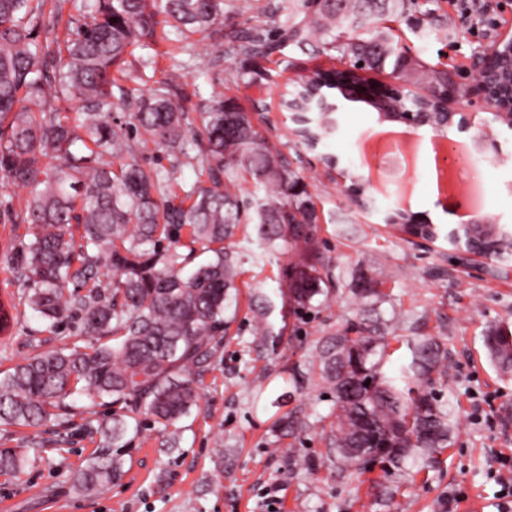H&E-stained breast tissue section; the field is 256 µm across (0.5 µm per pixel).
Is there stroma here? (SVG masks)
I'll return each mask as SVG.
<instances>
[{
	"label": "stroma",
	"mask_w": 512,
	"mask_h": 512,
	"mask_svg": "<svg viewBox=\"0 0 512 512\" xmlns=\"http://www.w3.org/2000/svg\"><path fill=\"white\" fill-rule=\"evenodd\" d=\"M391 26L420 63L456 67L461 84L471 87L476 55L512 34V0H479L469 14L458 0H417ZM220 38L194 36L189 54L179 42L160 44L152 69L140 64L146 50L135 49L116 80L146 91L177 69L180 100L196 130L199 105L212 91L247 110L261 101L260 135L300 172L317 210L321 274L329 294L303 319L289 315L278 276L292 255L264 251L253 225L241 227L235 236L238 290L227 311L232 323L204 375L197 407L176 424L177 447L169 448L167 434L142 420L138 431L127 434L123 472L108 492L79 494L74 477L94 451L96 435L77 425L58 432L0 425V448L37 452L22 472L0 475V512H266L264 492L274 484L280 488L278 512H446L452 495L460 496L464 510L497 512L499 486L492 473L500 456L512 455V374L497 370L483 336L490 325L512 324V269L444 240L402 237L381 217L366 216L351 203L326 160L334 158L339 168L355 174L369 164L382 168V159L366 161L360 151L361 141L378 126L369 106L333 94L337 131L313 150L293 134L290 114L280 106L287 80L347 66L337 50L323 49L327 34L317 35L308 50L283 42L256 59L222 51ZM453 109L469 113L468 130L453 125L437 133L423 126L418 135L468 143L492 131L500 151L480 156L481 210L496 223L512 225V130L495 121L484 97H465ZM429 177V168L420 165L411 180L383 184L380 208L405 200L410 212L430 223L456 227L455 217L430 196ZM27 197L25 189L0 175V298L22 293L11 271L16 252L28 241L21 222ZM362 274L386 295L377 308L389 343L383 370L398 388L417 386L404 372L415 342L435 338L447 355L448 375L433 388L448 414V446L431 454L414 476L379 462L346 471L330 450L335 394L319 374L318 346L365 307L353 293ZM264 298L272 305L269 322L282 333L275 348L251 333L255 306ZM59 338L19 305L11 338L0 339V372L59 347ZM284 415L292 423L286 431L278 426ZM295 456L305 461L304 469L292 468Z\"/></svg>",
	"instance_id": "stroma-1"
}]
</instances>
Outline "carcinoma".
I'll return each mask as SVG.
<instances>
[{"label":"carcinoma","mask_w":512,"mask_h":512,"mask_svg":"<svg viewBox=\"0 0 512 512\" xmlns=\"http://www.w3.org/2000/svg\"><path fill=\"white\" fill-rule=\"evenodd\" d=\"M63 3L0 0V172L29 190L23 221L30 239L13 268L24 302L51 331L79 317L89 343L64 341L1 372L0 425L65 427L89 414L85 425L99 443L74 489L93 494L120 475L123 461L112 449L125 447L140 415L151 416L178 442L172 427L197 405L207 362L224 343V313L237 288L233 238L241 225H256L265 248L294 253L280 283L289 313L303 314L328 286L317 268L319 218L303 177L261 138L250 112L230 97L211 96L191 155L186 109L174 100L173 79L137 94L112 78L124 70L132 48L150 50L172 34H220L227 14L251 11L253 3L244 0L228 11L226 0H80L62 40L46 13L60 14ZM283 12L285 21L271 25L300 49L318 32H338L337 49L351 68L324 73L320 98L387 67L429 91L455 84L452 71L416 64L385 25L405 12V0H300V9L282 4L272 16ZM268 49L263 34L249 31L236 35L232 46L253 58ZM309 94L305 78L289 82L282 106ZM70 100L78 106L66 108ZM114 112L130 113L129 126L115 122ZM131 129L139 141L183 160L163 173L142 165ZM106 156L121 160L119 170ZM185 165L199 167L209 180L187 192V207L171 200ZM243 171L265 192L252 207L239 196ZM410 220L401 224L407 233L441 238L438 225ZM71 224L83 229L78 243L66 232ZM490 229L497 244L491 257L508 262L512 227ZM184 230L186 255L178 251ZM198 247L212 258L188 271ZM70 285L74 291L64 294ZM355 294L375 304L384 299L366 275L358 277ZM253 332L265 343L276 335L267 307H259ZM485 346L500 370L512 371V326H492ZM385 351L379 319L367 309L347 333L319 348L320 376L336 394L331 444L345 470L360 469L359 449L375 433L386 444L379 453L395 468L448 447V416L426 391L434 378L448 376L439 343L424 338L414 346L410 370L423 384L416 391L403 392L382 374ZM76 393L90 404L76 407ZM98 406L108 413L98 415ZM27 458L20 448H1L0 474L19 472Z\"/></svg>","instance_id":"1"}]
</instances>
